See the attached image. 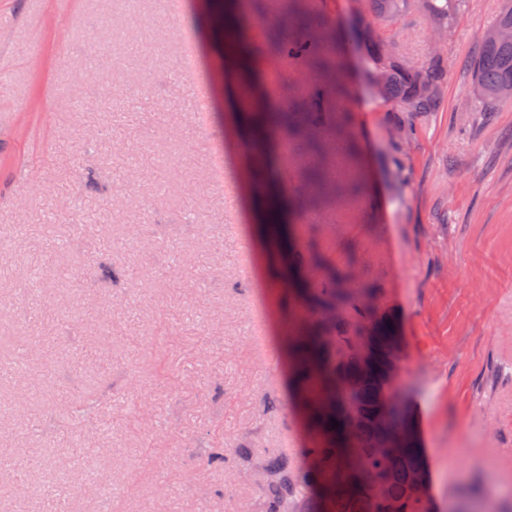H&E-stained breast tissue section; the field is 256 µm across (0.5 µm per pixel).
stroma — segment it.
I'll return each mask as SVG.
<instances>
[{"label":"stroma","instance_id":"obj_1","mask_svg":"<svg viewBox=\"0 0 512 512\" xmlns=\"http://www.w3.org/2000/svg\"><path fill=\"white\" fill-rule=\"evenodd\" d=\"M194 2L0 0V448L39 462L24 500L19 465L0 467V512H49L64 490L69 512H235L259 496L206 449L303 446L292 406L264 411L286 392L281 315L243 201L238 85L201 63ZM504 2L470 0L443 36L422 10L385 30L403 57L442 55L439 108L414 114L372 91L353 37L368 0L309 4L348 38L344 158L320 163L362 191L315 196L300 238L397 325L434 512H512V102L481 111L469 65ZM53 241L54 270L20 279ZM89 395L100 431L81 434L70 405Z\"/></svg>","mask_w":512,"mask_h":512}]
</instances>
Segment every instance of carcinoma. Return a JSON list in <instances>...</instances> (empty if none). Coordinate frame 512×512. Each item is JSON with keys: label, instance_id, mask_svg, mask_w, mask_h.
Listing matches in <instances>:
<instances>
[{"label": "carcinoma", "instance_id": "obj_1", "mask_svg": "<svg viewBox=\"0 0 512 512\" xmlns=\"http://www.w3.org/2000/svg\"><path fill=\"white\" fill-rule=\"evenodd\" d=\"M252 6L263 20L264 0H210L207 19L225 61L241 79L245 104L241 122L248 136L251 190L263 213L267 239L283 249L288 261L279 265L275 292L280 312L292 324L298 310L307 316L286 337L288 387L296 388L299 411L308 440L298 456L270 452L252 457L251 449L238 448L251 472L262 475L255 484L262 512H430L429 502L413 484V474L425 466L421 448L408 441L403 448L385 454L376 449L386 440L377 424L384 414L390 430L401 432L410 416L397 398L395 382L378 378L370 359L390 362L398 355L395 327L379 319L374 310L356 301L349 289V274L333 271L309 275L310 267L323 264L312 242L300 243L292 216L308 198L297 192L285 195L280 188L283 169L275 167L276 138L301 140L319 154L325 143L310 136L320 130L328 137L342 130L338 102L345 88L316 91L312 103L295 100L282 88L277 104L256 95L259 60L269 56L300 60L317 74L335 72L341 65L336 55V35L306 13L286 10L276 21L264 24V36L250 34V21L240 3ZM375 21L392 23L404 12L424 9L435 28L448 31L467 7V0H369ZM365 63L378 97L393 112H433L438 105L443 78V59L435 53L416 65L394 53L368 23L359 28ZM477 102L488 111L502 102L499 92L512 86V38L481 39L472 62ZM304 184L324 188L332 175L320 166L304 170ZM339 422L332 428V421ZM384 485L380 496L371 486Z\"/></svg>", "mask_w": 512, "mask_h": 512}]
</instances>
